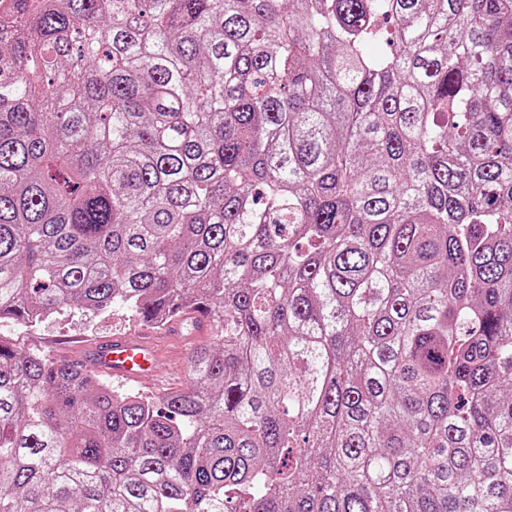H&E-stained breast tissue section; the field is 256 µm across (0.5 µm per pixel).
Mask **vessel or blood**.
I'll list each match as a JSON object with an SVG mask.
<instances>
[{
	"label": "vessel or blood",
	"mask_w": 512,
	"mask_h": 512,
	"mask_svg": "<svg viewBox=\"0 0 512 512\" xmlns=\"http://www.w3.org/2000/svg\"><path fill=\"white\" fill-rule=\"evenodd\" d=\"M188 331L198 338L210 336L209 317L194 311L188 317L174 319L166 328L167 341L163 344L147 326L131 335L90 342L84 347L82 364L96 374L139 384L156 377L159 367L167 360L169 348H182Z\"/></svg>",
	"instance_id": "b4317fda"
}]
</instances>
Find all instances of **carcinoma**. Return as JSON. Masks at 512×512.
Wrapping results in <instances>:
<instances>
[{
	"label": "carcinoma",
	"instance_id": "obj_1",
	"mask_svg": "<svg viewBox=\"0 0 512 512\" xmlns=\"http://www.w3.org/2000/svg\"><path fill=\"white\" fill-rule=\"evenodd\" d=\"M111 306L213 336H0V512H512V0H16L0 321ZM140 321L123 309H110L95 314L72 309L64 316L54 315L33 327L12 321L0 323V336L10 337L18 347L26 351L65 360L68 359L60 356L61 351H67L69 358L78 356V349L72 347L77 344L75 340L81 339L80 341L88 343L100 338H110L86 344L80 364L102 375L112 386L130 388L144 394L158 395L169 388L185 386L188 383L189 344L199 337L211 336L209 317L205 313L193 311L171 321L166 332L164 328H156L158 334L165 332L167 347L158 342V335L149 327L151 323L145 324L134 334L127 335L142 325ZM185 323L193 328L192 336L197 337H190L186 344L183 334L187 329ZM66 345L71 346V349L64 350ZM183 345L184 353L168 361L161 387L136 385L146 378L154 379L157 376L159 367L167 360L168 347L182 349ZM109 376L126 383L122 384Z\"/></svg>",
	"mask_w": 512,
	"mask_h": 512
}]
</instances>
